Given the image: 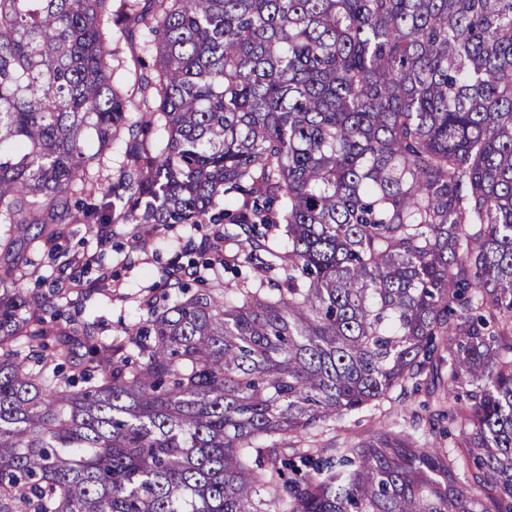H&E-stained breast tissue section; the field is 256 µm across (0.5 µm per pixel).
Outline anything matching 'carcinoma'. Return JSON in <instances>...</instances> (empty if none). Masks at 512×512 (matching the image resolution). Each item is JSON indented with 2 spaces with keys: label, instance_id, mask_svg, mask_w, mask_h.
<instances>
[{
  "label": "carcinoma",
  "instance_id": "carcinoma-1",
  "mask_svg": "<svg viewBox=\"0 0 512 512\" xmlns=\"http://www.w3.org/2000/svg\"><path fill=\"white\" fill-rule=\"evenodd\" d=\"M113 2L0 0V224L223 220L253 274L112 345L0 264V512H512V0ZM109 31L110 46L116 47L113 64L118 67L117 74L129 80L132 89L136 75L146 77L154 72L155 53L146 49V43L152 39V36L136 28L121 37L117 44L112 45V30ZM141 60L146 62V67L141 65ZM126 140V136L115 139L109 149L102 152L100 161H97L94 165L92 172L102 189H108L112 183L113 171L117 169L125 157ZM399 391L392 393V399L380 402L379 406L371 405L366 410L344 417L335 424V430L325 433L324 439L336 436L339 441L348 440L354 442L358 437L375 430L381 426L388 415L392 417L403 415L402 404L398 402Z\"/></svg>",
  "mask_w": 512,
  "mask_h": 512
}]
</instances>
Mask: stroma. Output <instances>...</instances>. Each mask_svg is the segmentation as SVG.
<instances>
[{
    "label": "stroma",
    "mask_w": 512,
    "mask_h": 512,
    "mask_svg": "<svg viewBox=\"0 0 512 512\" xmlns=\"http://www.w3.org/2000/svg\"><path fill=\"white\" fill-rule=\"evenodd\" d=\"M150 36L134 29L121 37L116 45L114 65L127 79L152 75L154 52L147 50ZM220 224H175L168 228L151 224H113L103 238L86 233L83 225L66 226L63 236L54 241L34 237L25 231L29 244L25 250L33 262L34 275L26 281L27 288L48 290L55 280L67 273V261L80 257L76 270L77 287L69 289L61 307L65 317L60 327L70 322H94L99 336L112 339L121 328L135 322L144 313L147 298H162L168 290L167 273L174 266L198 261L200 244L214 241L212 268L204 269V277L223 272L225 256L234 254L237 245L223 241ZM402 409L397 399H387L378 406L344 417L335 424L338 440L353 441L377 429L387 416Z\"/></svg>",
    "instance_id": "stroma-1"
}]
</instances>
